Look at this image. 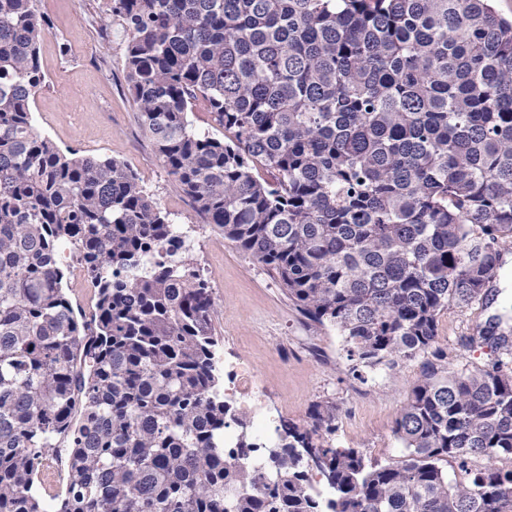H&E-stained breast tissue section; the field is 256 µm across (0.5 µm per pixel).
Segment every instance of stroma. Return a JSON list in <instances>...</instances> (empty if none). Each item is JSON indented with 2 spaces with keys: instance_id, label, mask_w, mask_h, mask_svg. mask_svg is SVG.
Here are the masks:
<instances>
[{
  "instance_id": "obj_1",
  "label": "stroma",
  "mask_w": 512,
  "mask_h": 512,
  "mask_svg": "<svg viewBox=\"0 0 512 512\" xmlns=\"http://www.w3.org/2000/svg\"><path fill=\"white\" fill-rule=\"evenodd\" d=\"M37 6L51 29L40 45L47 85L32 103L36 129L60 149L124 162L181 225L216 297L217 362L248 363L273 418L303 426L313 405L326 403L336 413L335 444L384 462L402 460L406 451L393 432L394 421L421 371V359L372 372L364 382L356 379L336 330L306 319L257 262L203 224L168 174L136 121L125 81V35L112 17L110 0H38ZM103 27L109 32L105 44L99 39ZM499 287L492 304L453 305L441 314L438 340L449 366L473 370L496 360L489 345H470L466 339L490 315L512 316V252Z\"/></svg>"
}]
</instances>
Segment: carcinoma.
Instances as JSON below:
<instances>
[{"mask_svg":"<svg viewBox=\"0 0 512 512\" xmlns=\"http://www.w3.org/2000/svg\"><path fill=\"white\" fill-rule=\"evenodd\" d=\"M111 12L138 123L203 222L336 329L355 376L433 360L395 420L406 459L334 445L316 404L255 469L224 404L213 288L134 171L35 129L50 26L37 0H0V512H512V469L468 468L512 458V325L469 337L501 351L490 369L451 370L438 345L441 313L488 298L512 245V19L492 0ZM200 99L210 130L189 119ZM62 259L64 264L70 265V269H68V279H67V293L73 300V303H77L80 305L86 312H89L92 305L93 299V286L87 277L81 272V279H77L76 277V265L71 261V257L69 251L66 250L65 253L62 252Z\"/></svg>","mask_w":512,"mask_h":512,"instance_id":"1","label":"carcinoma"}]
</instances>
